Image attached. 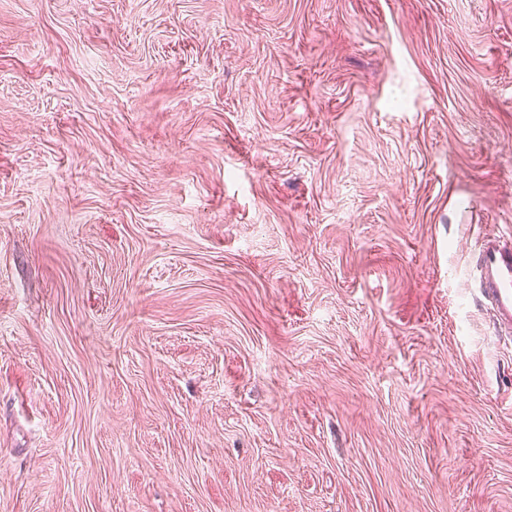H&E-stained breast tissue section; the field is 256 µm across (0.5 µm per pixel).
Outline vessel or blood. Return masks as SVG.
Masks as SVG:
<instances>
[{
  "instance_id": "1",
  "label": "vessel or blood",
  "mask_w": 512,
  "mask_h": 512,
  "mask_svg": "<svg viewBox=\"0 0 512 512\" xmlns=\"http://www.w3.org/2000/svg\"><path fill=\"white\" fill-rule=\"evenodd\" d=\"M473 283L500 336L512 335V236L485 234L475 257Z\"/></svg>"
}]
</instances>
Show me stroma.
Masks as SVG:
<instances>
[{"label":"stroma","mask_w":512,"mask_h":512,"mask_svg":"<svg viewBox=\"0 0 512 512\" xmlns=\"http://www.w3.org/2000/svg\"><path fill=\"white\" fill-rule=\"evenodd\" d=\"M512 0H0V512H512ZM473 283L491 312L494 333L511 336L512 236H483L475 257Z\"/></svg>","instance_id":"obj_1"}]
</instances>
